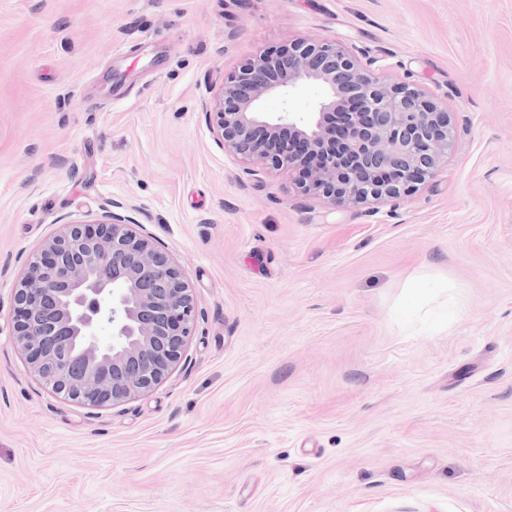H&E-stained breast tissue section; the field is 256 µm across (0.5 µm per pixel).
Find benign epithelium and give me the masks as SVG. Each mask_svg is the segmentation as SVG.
Segmentation results:
<instances>
[{
    "label": "benign epithelium",
    "instance_id": "benign-epithelium-1",
    "mask_svg": "<svg viewBox=\"0 0 512 512\" xmlns=\"http://www.w3.org/2000/svg\"><path fill=\"white\" fill-rule=\"evenodd\" d=\"M334 38L298 37L224 75L206 115L224 151L302 173L333 208L387 201L436 176L453 139L447 106L425 87L375 75ZM323 96L311 112H264L299 83ZM135 220L107 212L45 241L16 288L15 341L54 393L90 407L158 386L185 352L197 299Z\"/></svg>",
    "mask_w": 512,
    "mask_h": 512
}]
</instances>
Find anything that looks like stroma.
Listing matches in <instances>:
<instances>
[{"label": "stroma", "instance_id": "stroma-1", "mask_svg": "<svg viewBox=\"0 0 512 512\" xmlns=\"http://www.w3.org/2000/svg\"><path fill=\"white\" fill-rule=\"evenodd\" d=\"M302 36L436 91L434 178L334 209L225 153L210 87ZM115 204L197 318L88 408L30 370L14 289ZM0 512H512V0H0Z\"/></svg>", "mask_w": 512, "mask_h": 512}]
</instances>
